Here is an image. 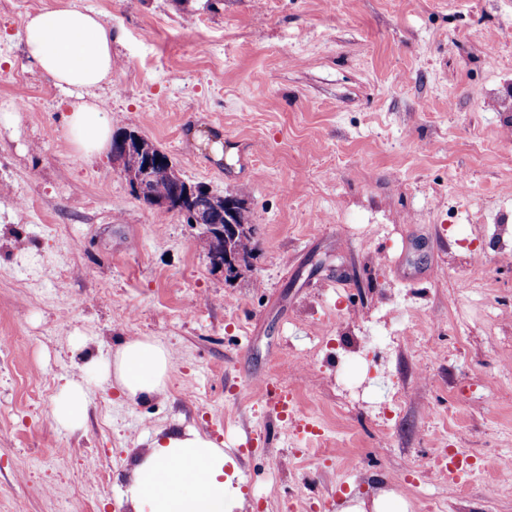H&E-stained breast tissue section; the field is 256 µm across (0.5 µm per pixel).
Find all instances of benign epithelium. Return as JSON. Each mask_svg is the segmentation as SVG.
Segmentation results:
<instances>
[{
	"mask_svg": "<svg viewBox=\"0 0 512 512\" xmlns=\"http://www.w3.org/2000/svg\"><path fill=\"white\" fill-rule=\"evenodd\" d=\"M156 147L136 132L124 133L112 140V158L119 162L135 195L146 205L157 209L170 208L169 201L156 197L152 185L157 177ZM192 206L182 210L187 221L201 230L206 244V256L211 266L234 278L240 274L243 263L236 253V242L249 232V228L238 223L232 204H224V198H212L210 193L185 185Z\"/></svg>",
	"mask_w": 512,
	"mask_h": 512,
	"instance_id": "benign-epithelium-1",
	"label": "benign epithelium"
}]
</instances>
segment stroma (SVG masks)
Masks as SVG:
<instances>
[{"label":"stroma","instance_id":"1","mask_svg":"<svg viewBox=\"0 0 512 512\" xmlns=\"http://www.w3.org/2000/svg\"><path fill=\"white\" fill-rule=\"evenodd\" d=\"M59 6L112 29L88 97L113 131L243 203L257 248L236 279L111 152L65 139L77 93L23 37ZM508 95L512 0H0V512H129L133 457L176 423L231 453L244 512L385 491L408 512H512V259L487 244L492 217L512 222ZM142 336L173 366L131 401L86 356ZM71 379L73 432L50 416ZM263 380L319 422L314 445L278 428ZM452 448L454 482L434 470Z\"/></svg>","mask_w":512,"mask_h":512}]
</instances>
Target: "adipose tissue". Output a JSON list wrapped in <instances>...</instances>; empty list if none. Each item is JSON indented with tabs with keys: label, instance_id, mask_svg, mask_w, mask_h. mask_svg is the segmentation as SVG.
Wrapping results in <instances>:
<instances>
[{
	"label": "adipose tissue",
	"instance_id": "1",
	"mask_svg": "<svg viewBox=\"0 0 512 512\" xmlns=\"http://www.w3.org/2000/svg\"><path fill=\"white\" fill-rule=\"evenodd\" d=\"M24 41L31 59L63 89H90L111 73L112 30L100 16L77 8H51L27 14ZM65 131L84 157L110 145L112 120L92 100L71 103ZM97 378L112 381L130 400L160 393L172 367V354L160 341L129 339L111 360L92 361ZM86 412L85 387L68 382L52 418L59 426L78 429ZM232 458L193 428L174 426L158 433L146 454L130 469L126 501L131 512H234L243 504L241 489L226 471Z\"/></svg>",
	"mask_w": 512,
	"mask_h": 512
}]
</instances>
